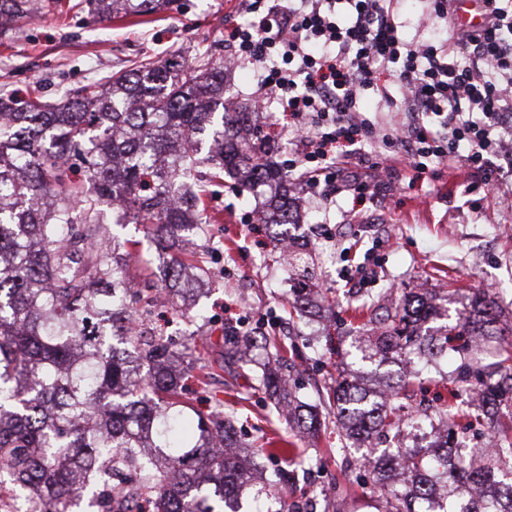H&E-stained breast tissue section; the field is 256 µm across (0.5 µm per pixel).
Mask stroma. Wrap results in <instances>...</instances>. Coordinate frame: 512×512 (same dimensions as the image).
I'll list each match as a JSON object with an SVG mask.
<instances>
[{"mask_svg": "<svg viewBox=\"0 0 512 512\" xmlns=\"http://www.w3.org/2000/svg\"><path fill=\"white\" fill-rule=\"evenodd\" d=\"M75 2L61 0L60 7L0 34V91L36 90L54 102L145 57L166 61L212 44L224 57L230 52L225 27L243 20L239 0H171L160 13L103 23ZM274 195L270 184L242 193L225 181L208 202L209 238L190 239L180 249L182 256L201 257L210 272L198 301L209 324L161 307L151 325L184 348L207 338L215 343L223 325L259 322L268 341L285 348L280 368L292 387L293 407L301 416H317L318 431L290 422L286 411L253 386L251 368L225 366L215 346L208 362L187 364L186 382L198 407L209 410L207 395L216 393L245 446L288 442V452L263 461L245 504H253L266 472L283 468L293 481L279 489L272 512L282 506L287 512H376L361 496V452L337 428L334 415L337 380L367 385L375 379L374 365L362 361L352 345L356 315L395 308L410 293L443 297L460 288L489 292L501 313L499 327L512 328V210L493 200L482 213H473L462 187L444 177L403 187L389 175L376 198L340 194L327 205L296 187V250L287 256L275 248L269 225L249 221ZM102 221L119 239L137 245L130 278L162 287V267L142 226L113 224L108 206ZM305 291L310 302L299 314L292 301ZM414 367L421 372L414 389L427 398L456 385L458 362L429 364L420 358ZM202 376L209 389H201Z\"/></svg>", "mask_w": 512, "mask_h": 512, "instance_id": "stroma-1", "label": "stroma"}]
</instances>
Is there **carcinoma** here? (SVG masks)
<instances>
[{
    "mask_svg": "<svg viewBox=\"0 0 512 512\" xmlns=\"http://www.w3.org/2000/svg\"><path fill=\"white\" fill-rule=\"evenodd\" d=\"M170 0H82L97 21L152 15ZM33 0H0V30L28 17ZM252 104L224 99V64L210 51L189 60H144L49 104L0 94V481L25 492L30 512H242L253 479L248 456L236 451L224 401L196 414L194 430L181 399L176 363L183 352L169 338H146L150 302L127 276L128 253L102 223L141 224L166 268L164 294L184 298L191 278L174 243L199 230L202 196L218 195L224 174L239 190L276 181L270 137L252 126ZM287 224L288 194L260 216ZM436 305L407 296L394 315L366 322L374 343L362 360L402 367L467 351L477 336H501L496 304L486 292L465 297L454 321L436 334L426 326ZM256 337L223 330L227 363L247 365ZM150 363L147 373L141 360ZM414 374L394 370L379 389L336 388V425L372 444L399 436L421 417L463 434L470 424L453 404L456 390L431 412L404 403ZM258 386L290 397L270 364ZM492 418L490 448L476 462L443 445L434 472L427 448H385L364 463L365 485L381 512H419L418 502L451 498L434 512H512V366L499 361L466 381ZM394 431L390 437L387 432Z\"/></svg>",
    "mask_w": 512,
    "mask_h": 512,
    "instance_id": "carcinoma-1",
    "label": "carcinoma"
}]
</instances>
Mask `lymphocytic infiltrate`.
I'll use <instances>...</instances> for the list:
<instances>
[{"label":"lymphocytic infiltrate","mask_w":512,"mask_h":512,"mask_svg":"<svg viewBox=\"0 0 512 512\" xmlns=\"http://www.w3.org/2000/svg\"><path fill=\"white\" fill-rule=\"evenodd\" d=\"M393 2L242 0L248 20L224 40L287 112L289 170L325 201L373 197L379 173L398 168L512 196V0H478L482 21L468 25L459 0H425L421 22L444 41L406 38ZM370 95L398 121L380 124ZM367 145L378 152L363 180L346 165Z\"/></svg>","instance_id":"lymphocytic-infiltrate-1"}]
</instances>
